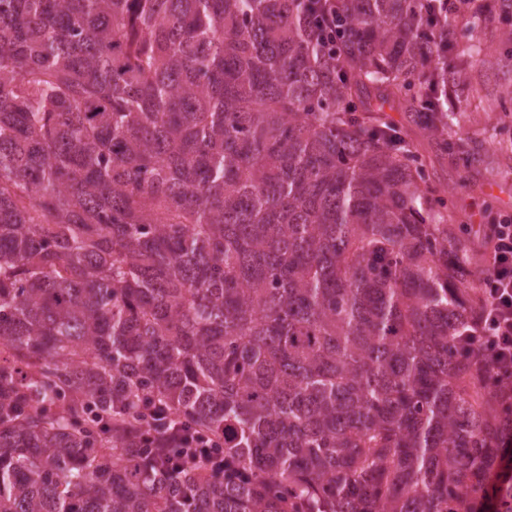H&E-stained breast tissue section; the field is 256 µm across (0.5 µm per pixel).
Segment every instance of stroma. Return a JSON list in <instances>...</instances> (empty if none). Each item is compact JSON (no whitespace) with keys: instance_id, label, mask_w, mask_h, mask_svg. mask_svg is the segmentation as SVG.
<instances>
[{"instance_id":"stroma-1","label":"stroma","mask_w":512,"mask_h":512,"mask_svg":"<svg viewBox=\"0 0 512 512\" xmlns=\"http://www.w3.org/2000/svg\"><path fill=\"white\" fill-rule=\"evenodd\" d=\"M451 24L469 53L454 131L480 145L483 160L463 170L450 159H432L431 187L447 196L452 221L465 225L461 240L472 251L485 225L512 214V25L489 21L476 28L467 17Z\"/></svg>"}]
</instances>
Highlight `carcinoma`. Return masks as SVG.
<instances>
[{
    "mask_svg": "<svg viewBox=\"0 0 512 512\" xmlns=\"http://www.w3.org/2000/svg\"><path fill=\"white\" fill-rule=\"evenodd\" d=\"M336 23L333 53L303 0H0V512H483L476 283L410 139L481 161L456 32L439 0ZM172 418L224 468L127 435Z\"/></svg>",
    "mask_w": 512,
    "mask_h": 512,
    "instance_id": "1",
    "label": "carcinoma"
}]
</instances>
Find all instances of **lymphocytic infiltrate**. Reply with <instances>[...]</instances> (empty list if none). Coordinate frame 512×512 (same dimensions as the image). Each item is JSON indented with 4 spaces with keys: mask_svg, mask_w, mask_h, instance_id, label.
I'll return each mask as SVG.
<instances>
[{
    "mask_svg": "<svg viewBox=\"0 0 512 512\" xmlns=\"http://www.w3.org/2000/svg\"><path fill=\"white\" fill-rule=\"evenodd\" d=\"M486 267L478 280L479 308L461 318L459 349L491 399L502 455L491 456L482 476L493 512H512V219L488 225L482 252ZM155 449L176 448L181 465L210 462L208 446L189 443L181 424L144 436Z\"/></svg>",
    "mask_w": 512,
    "mask_h": 512,
    "instance_id": "f902f5d3",
    "label": "lymphocytic infiltrate"
}]
</instances>
